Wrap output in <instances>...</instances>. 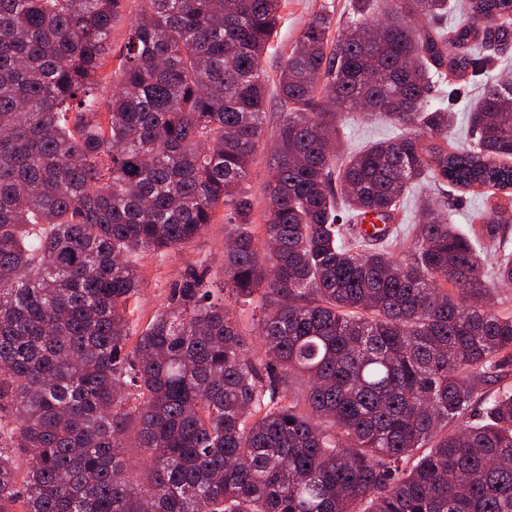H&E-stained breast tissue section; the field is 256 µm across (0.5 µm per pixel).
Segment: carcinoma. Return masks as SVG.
Wrapping results in <instances>:
<instances>
[{
    "label": "carcinoma",
    "mask_w": 512,
    "mask_h": 512,
    "mask_svg": "<svg viewBox=\"0 0 512 512\" xmlns=\"http://www.w3.org/2000/svg\"><path fill=\"white\" fill-rule=\"evenodd\" d=\"M376 2L350 0L335 30L315 13L272 82L259 61L285 0H144L104 101L120 0H0V512H512V387L471 413L512 315L432 197L408 254L390 226L425 182L512 197V74L484 85L467 149L428 106L445 71L500 60L512 0H468L447 32L449 0ZM271 89L259 240L242 184ZM358 108L403 132L345 152ZM221 207L230 302L202 261L134 328L138 261ZM479 219L507 249L512 215ZM495 279L512 286V252ZM255 296L258 357L230 309Z\"/></svg>",
    "instance_id": "obj_1"
}]
</instances>
